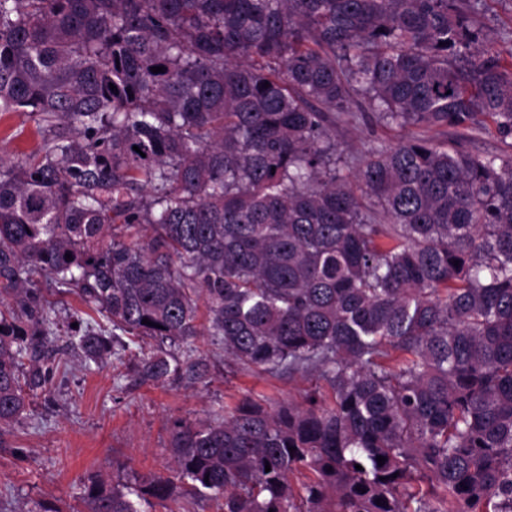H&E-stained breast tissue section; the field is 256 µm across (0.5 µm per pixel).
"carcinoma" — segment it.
<instances>
[{
  "instance_id": "cac0c4a2",
  "label": "carcinoma",
  "mask_w": 512,
  "mask_h": 512,
  "mask_svg": "<svg viewBox=\"0 0 512 512\" xmlns=\"http://www.w3.org/2000/svg\"><path fill=\"white\" fill-rule=\"evenodd\" d=\"M480 2L0 0V113L42 133L0 158V429L52 374L40 275L110 326L71 329L87 361L149 338L143 380L199 377L175 349L204 329L231 368L320 381L175 422L139 499L512 512V61ZM369 110L413 133L357 163L336 122ZM488 122L507 150H467Z\"/></svg>"
}]
</instances>
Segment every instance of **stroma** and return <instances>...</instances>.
<instances>
[{
	"label": "stroma",
	"mask_w": 512,
	"mask_h": 512,
	"mask_svg": "<svg viewBox=\"0 0 512 512\" xmlns=\"http://www.w3.org/2000/svg\"><path fill=\"white\" fill-rule=\"evenodd\" d=\"M405 130L339 125L345 154L363 156L373 143L395 144ZM34 118L0 116V157L38 147ZM207 366L204 378L164 384L140 381L131 367L98 366L67 355L46 390L30 398L11 427L0 430V512H88L86 488L98 481L130 491L150 474H166L176 420L208 421L246 398L302 401L312 383L261 371L226 372L224 351L210 337L192 341Z\"/></svg>",
	"instance_id": "obj_1"
}]
</instances>
